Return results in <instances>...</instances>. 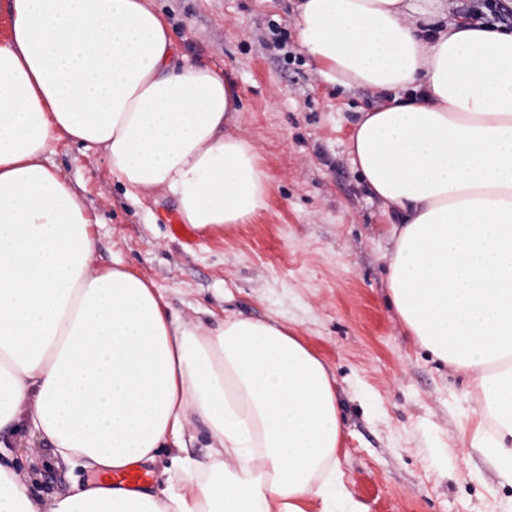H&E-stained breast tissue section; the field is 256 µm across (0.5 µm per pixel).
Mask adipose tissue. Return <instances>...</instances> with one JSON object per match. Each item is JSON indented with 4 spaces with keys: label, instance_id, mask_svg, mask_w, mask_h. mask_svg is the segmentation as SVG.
Instances as JSON below:
<instances>
[{
    "label": "adipose tissue",
    "instance_id": "obj_1",
    "mask_svg": "<svg viewBox=\"0 0 512 512\" xmlns=\"http://www.w3.org/2000/svg\"><path fill=\"white\" fill-rule=\"evenodd\" d=\"M447 0H301L299 45L327 84L388 94L361 113L352 163L399 211L396 310L471 378V445L512 482V30L440 28ZM0 431L116 471L179 451L159 492L74 484L43 501L0 466V512H362L339 469L332 378L287 326L183 321L120 266H92V218L48 164L99 150L135 202L174 200L198 229L265 209L269 178L224 131L241 99L180 55L152 0H0ZM208 462L186 453L196 427Z\"/></svg>",
    "mask_w": 512,
    "mask_h": 512
}]
</instances>
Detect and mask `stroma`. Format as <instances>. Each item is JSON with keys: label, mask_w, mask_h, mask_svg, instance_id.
<instances>
[{"label": "stroma", "mask_w": 512, "mask_h": 512, "mask_svg": "<svg viewBox=\"0 0 512 512\" xmlns=\"http://www.w3.org/2000/svg\"><path fill=\"white\" fill-rule=\"evenodd\" d=\"M180 53L220 69L241 97L227 130L250 140L270 180L245 224L198 230L168 198L135 204L99 153L60 139L49 155L97 222L92 265L150 281L173 313L275 319L327 366L345 417L338 452L363 512H512V484L470 446L468 378L417 344L388 289L395 211L372 198L348 153L361 88L324 83L299 48L297 0H154ZM35 437L0 447L32 494L67 492L89 471L52 464Z\"/></svg>", "instance_id": "obj_1"}]
</instances>
